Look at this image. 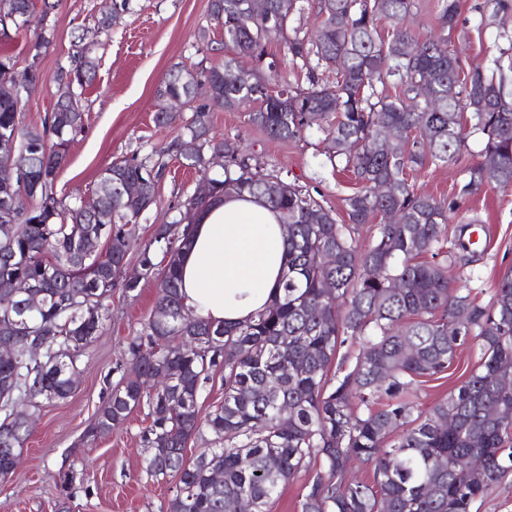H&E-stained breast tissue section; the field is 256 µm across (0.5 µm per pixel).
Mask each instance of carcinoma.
Instances as JSON below:
<instances>
[{"instance_id":"obj_1","label":"carcinoma","mask_w":512,"mask_h":512,"mask_svg":"<svg viewBox=\"0 0 512 512\" xmlns=\"http://www.w3.org/2000/svg\"><path fill=\"white\" fill-rule=\"evenodd\" d=\"M303 0H211L230 54L201 71L176 64L157 90L155 123L168 125L171 98L193 106L184 129L197 151L184 167L207 175L224 159V176L210 178L207 198L187 199L180 218L141 241L139 221L155 201L148 174L162 179L165 156L180 157L184 140L158 160L121 159L101 173L91 201L71 205L53 193L55 173L84 125L82 95L96 77L94 49L81 46L52 77L58 99L40 127L23 123L14 91L29 96L46 83L37 67L54 44L46 27L34 32L31 62L15 69L0 54V481L12 479L42 400L73 392L78 360L110 317L112 290L129 294L156 279L153 313L126 345L127 372L107 393L85 431L96 439L122 426L141 406L145 469L157 480L177 479L166 512H226L243 497L249 512H266L282 485L319 470L307 485L301 512H470L473 502L512 471V271L479 305L452 288L454 269L471 263V222L445 237L448 208L414 191L406 171L429 160L455 161L474 133L486 136L484 160L470 169L462 192L481 185L512 186V93L477 65L463 76L448 53L457 25L456 0H438L441 32L419 39L397 28L379 38L381 18L398 20L411 0H315L314 35L295 17ZM33 0H0V26L25 28ZM283 45L292 64L309 66L308 87L288 84L272 94L263 70L266 46ZM253 60L244 70L239 59ZM335 73L320 83L314 68ZM211 86L194 105L199 78ZM392 84L396 93L386 92ZM249 111V120L281 141L316 125L328 142L332 167L355 175L360 188L345 199L348 223L311 190L252 166L236 142L210 135V112ZM401 131L403 143L377 148L382 131ZM29 176L30 206L15 202L19 169ZM390 181L393 193L377 185ZM247 193L279 213L286 231V270L267 309L234 326L184 318L178 264L187 247V215L209 200ZM393 213L399 222H390ZM379 220L364 247L359 227ZM106 254L86 250L91 238ZM138 254L141 277L123 278L121 263ZM162 259L156 260V252ZM431 260L426 261L424 257ZM336 284L333 295L322 285ZM469 311V326L457 324ZM477 347L479 361L448 396L418 413L412 399L423 378L453 366L458 350ZM221 373L224 401L204 413L199 400ZM212 435L211 447L186 459L189 441ZM472 457L482 466L469 465ZM355 462L372 480L352 477Z\"/></svg>"}]
</instances>
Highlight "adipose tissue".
Instances as JSON below:
<instances>
[{
	"label": "adipose tissue",
	"instance_id": "obj_1",
	"mask_svg": "<svg viewBox=\"0 0 512 512\" xmlns=\"http://www.w3.org/2000/svg\"><path fill=\"white\" fill-rule=\"evenodd\" d=\"M285 228L251 196L217 199L197 213L180 262L182 295L193 315L235 324L263 310L285 268Z\"/></svg>",
	"mask_w": 512,
	"mask_h": 512
}]
</instances>
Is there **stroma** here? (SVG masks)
Wrapping results in <instances>:
<instances>
[{"label": "stroma", "instance_id": "35a3bbf8", "mask_svg": "<svg viewBox=\"0 0 512 512\" xmlns=\"http://www.w3.org/2000/svg\"><path fill=\"white\" fill-rule=\"evenodd\" d=\"M502 2L497 8L487 0H458L459 21L448 50L462 71L477 64L491 65L497 57L512 81V0ZM209 4L210 0H128L127 10L105 35L97 31L98 20L107 10L105 0H63L61 8L47 17L56 41L37 61L45 77L68 64V52L78 35L97 42V75L85 94L84 128L71 143L54 182L55 195L63 204L78 196L90 199L100 171L113 160L145 159L182 133L191 108L180 109L178 122L156 126V92L175 64L205 68L223 64L224 50L199 49L200 31H209L213 41L223 39ZM398 27L421 38L438 33L437 0H412L405 17L381 19L378 32L385 39ZM211 125L217 138L238 141L251 164L279 173L287 181L316 187L325 206L338 219H345V200L359 185L353 173L332 168L319 129H309L294 141H273L253 127L242 110L214 111ZM484 145L482 137H469L458 161L446 166L424 164L410 171L409 181L418 193L451 204L459 215L484 226V253L476 265L458 271L455 286L460 294L486 305L498 277L512 269V189L484 186L471 194L461 193L468 169L478 161ZM199 182L198 173L167 158L156 202L139 226L140 236L150 239L155 225L173 221ZM156 295L151 281L128 295L113 290L111 318L78 363L75 391L68 398L43 402L24 444L17 475L0 482V512H160L166 506L175 481L155 480L144 469L140 435L148 424L145 409L134 410L109 435L94 441L84 437L103 395L124 371L128 336L148 320ZM478 359L477 349L460 351L440 379L422 384L419 409L447 396ZM66 470L73 471L75 479L65 492L59 474Z\"/></svg>", "mask_w": 512, "mask_h": 512}]
</instances>
